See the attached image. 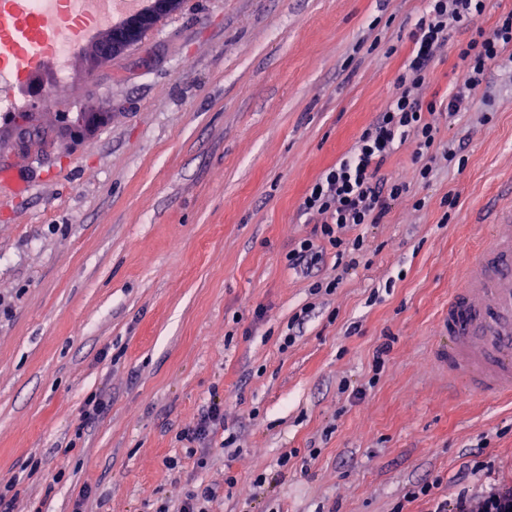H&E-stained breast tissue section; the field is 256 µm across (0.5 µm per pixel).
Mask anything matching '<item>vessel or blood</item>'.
Returning a JSON list of instances; mask_svg holds the SVG:
<instances>
[{
	"instance_id": "1",
	"label": "vessel or blood",
	"mask_w": 512,
	"mask_h": 512,
	"mask_svg": "<svg viewBox=\"0 0 512 512\" xmlns=\"http://www.w3.org/2000/svg\"><path fill=\"white\" fill-rule=\"evenodd\" d=\"M53 24V17L33 16L29 0H13L12 12L0 18V49L19 70L45 67L49 57L28 47ZM443 330L442 357L453 384L484 396L512 395V209L494 224L464 288L449 297Z\"/></svg>"
}]
</instances>
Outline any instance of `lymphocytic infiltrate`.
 <instances>
[{"instance_id": "obj_1", "label": "lymphocytic infiltrate", "mask_w": 512, "mask_h": 512, "mask_svg": "<svg viewBox=\"0 0 512 512\" xmlns=\"http://www.w3.org/2000/svg\"><path fill=\"white\" fill-rule=\"evenodd\" d=\"M485 10V0H427L423 14L411 31L412 51L397 78L392 99L374 101V121L344 157L308 189L301 209L313 225L309 238L288 254L292 268L311 275L324 260L327 248H341L344 232L365 224H379L389 212L388 202L408 191L410 182L398 177L381 178L380 171L397 145L414 146L413 160L421 173H428L438 158L436 104L425 101L429 66L448 46L451 31L466 28ZM458 57L464 66L463 81L449 97V115H457L471 92L486 79L497 63L512 65V11L503 14L488 32L477 31L460 45ZM224 428V401L210 397L193 426L182 429L178 438L189 454L208 448ZM512 496V485L492 484L481 492L461 497L455 507L437 503L434 512H496L504 498Z\"/></svg>"}]
</instances>
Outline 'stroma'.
Wrapping results in <instances>:
<instances>
[{
	"instance_id": "1",
	"label": "stroma",
	"mask_w": 512,
	"mask_h": 512,
	"mask_svg": "<svg viewBox=\"0 0 512 512\" xmlns=\"http://www.w3.org/2000/svg\"><path fill=\"white\" fill-rule=\"evenodd\" d=\"M423 9L183 0L96 68L77 52L64 80L45 70L51 97L23 109L106 115L62 150L14 151L20 108L0 94V483L19 477L15 512H71L85 484L86 512H153L228 474L217 512H432L512 485V397L449 389L439 360L448 297L512 205V69L438 115L452 160L363 228L356 266L332 250L310 277L288 263L313 230L302 196L395 94ZM466 39L432 62L427 99L460 83ZM92 392L110 406L79 436ZM214 392L225 441L201 467L176 435ZM31 457L40 477L20 478Z\"/></svg>"
}]
</instances>
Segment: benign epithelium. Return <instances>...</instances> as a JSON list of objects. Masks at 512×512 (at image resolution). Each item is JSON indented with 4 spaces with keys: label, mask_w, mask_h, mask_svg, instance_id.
I'll list each match as a JSON object with an SVG mask.
<instances>
[{
    "label": "benign epithelium",
    "mask_w": 512,
    "mask_h": 512,
    "mask_svg": "<svg viewBox=\"0 0 512 512\" xmlns=\"http://www.w3.org/2000/svg\"><path fill=\"white\" fill-rule=\"evenodd\" d=\"M180 3L181 0H145L143 8L128 15L123 21L112 24L97 35L92 47L85 53L87 66L94 68L103 57L126 51L146 32L152 30L163 17L177 11ZM106 116L105 112H71L62 126L53 128L51 142L57 145L66 141L72 134L89 136ZM39 128H41L40 113H20L15 125L16 147L21 151L25 150L28 146L29 134Z\"/></svg>",
    "instance_id": "obj_1"
}]
</instances>
